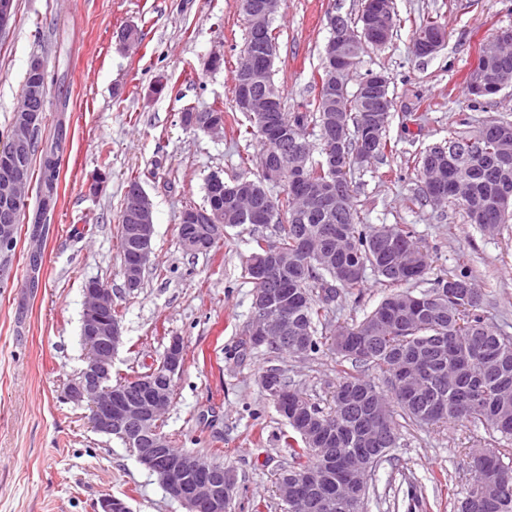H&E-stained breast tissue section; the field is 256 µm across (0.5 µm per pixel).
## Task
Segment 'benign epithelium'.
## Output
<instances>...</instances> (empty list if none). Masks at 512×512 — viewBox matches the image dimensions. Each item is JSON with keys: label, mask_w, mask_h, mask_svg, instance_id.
I'll return each instance as SVG.
<instances>
[{"label": "benign epithelium", "mask_w": 512, "mask_h": 512, "mask_svg": "<svg viewBox=\"0 0 512 512\" xmlns=\"http://www.w3.org/2000/svg\"><path fill=\"white\" fill-rule=\"evenodd\" d=\"M281 0H248L245 4L246 21L250 37L259 42L264 64L274 62L275 47L264 43L271 18L278 12ZM382 9L368 18V36L363 40L359 32L347 25L336 23L332 36L324 50V66L331 75H340L356 62L366 43L381 46L388 36L387 27L379 21ZM447 32L436 28L413 43L418 56L433 55L443 46ZM512 44V29L499 31L483 46L479 61L471 68L470 92L475 97L498 93L512 86V75L500 66L501 47ZM259 74L252 67L251 56H246L241 75L236 82V105L252 118L264 120L276 108V99L256 89ZM48 91L39 81L24 88L16 105V121L6 151L0 154V248L7 250L13 244L15 215L11 205L24 198L31 184V172L23 161L32 152L43 121L44 104ZM182 123L190 128L210 134L224 132V125L207 111L181 115ZM288 151L265 153L259 158L262 180L279 183L287 172L300 174L309 164L302 139L294 133L287 136ZM261 186L246 182L233 189L235 214L251 224L269 222L274 201L262 208L254 205L260 196ZM296 192L301 208L308 212L315 209L327 196L326 190L309 182H299ZM181 225L180 242L190 253L204 250L208 243L224 238L221 213L213 208H196L185 216ZM131 236L137 241H149L154 235L152 201L143 188L133 191L130 208L125 215ZM151 252L143 251L137 263L122 267L124 286L132 291L137 286ZM288 263V253L281 251L275 242L266 253L254 262L255 280H268L275 267ZM85 303L81 340L84 345V365L66 386L69 401L76 405L87 404L92 410L91 425L95 432L112 436L128 434L158 422L170 405L165 386L173 380L182 367L180 357L183 342L173 337L160 362L141 374L133 390L138 394L135 401L127 393L117 394L112 388V360L122 343L120 324L108 318L116 308L112 287L109 283H96L84 289ZM288 293L273 295L261 292L254 295L252 316L247 325L248 338L257 345L264 344L273 336L288 333L290 317ZM167 444L154 441L152 448H140L138 462L157 477L159 484L177 499L187 512H198L200 505L209 502L218 505L224 496L232 493V484L224 470L179 456L166 450ZM100 512H131L128 504L117 497L107 495L100 502Z\"/></svg>", "instance_id": "1"}]
</instances>
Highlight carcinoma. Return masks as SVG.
Masks as SVG:
<instances>
[{
	"label": "carcinoma",
	"instance_id": "carcinoma-1",
	"mask_svg": "<svg viewBox=\"0 0 512 512\" xmlns=\"http://www.w3.org/2000/svg\"><path fill=\"white\" fill-rule=\"evenodd\" d=\"M260 88L278 101L272 120L301 133L308 140L316 128L322 143V159L312 161L303 177L313 183H336V200L316 212L292 217V188L273 197L276 212L272 223L279 230L278 242L288 253V265L279 271L280 285L298 297L292 317L296 329L288 338L265 344L276 355L307 356L326 348L338 358L337 384L332 407L326 411L293 387L283 370L270 367L264 377L275 380L288 395L286 420L291 432L284 442L291 449L292 465L284 474H310L307 500L288 507V512H335L320 507L324 496L341 497L344 512H364L367 482H344L339 463L356 455L362 443L366 418L376 406L386 418L382 428L361 455L360 468L372 470L390 449L397 446L401 417L413 425L460 423L483 426L489 436L499 435L495 448H471L468 466L473 481L467 495L453 503V512H512V336L502 335L484 315V293L464 270L435 277L432 287L415 295L402 286L425 279L429 257L411 226L391 229L356 221L355 188L351 170L359 155L375 159L385 154L386 127L369 126L357 96L329 97L319 90L314 107L287 112L281 91L268 70ZM341 117L339 127L348 161L333 170L329 154L336 150L330 140L327 118ZM505 132L512 144V123L499 122L474 131H455L443 148H428L420 156L418 171L425 177L429 163L444 161L448 201L461 207L466 218L471 208L485 210L490 223L482 231L499 234L512 220V176L503 180L495 165L501 143L495 136ZM56 182L40 179L35 223L46 214L44 196L55 191ZM123 261L153 242L136 244L120 232ZM381 278L389 292L359 321L332 328L327 290L334 285L357 295L366 269ZM374 368L383 377L381 388L368 379L364 368ZM496 488L495 507H480L486 486Z\"/></svg>",
	"mask_w": 512,
	"mask_h": 512
}]
</instances>
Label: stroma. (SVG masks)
I'll return each instance as SVG.
<instances>
[{"label":"stroma","mask_w":512,"mask_h":512,"mask_svg":"<svg viewBox=\"0 0 512 512\" xmlns=\"http://www.w3.org/2000/svg\"><path fill=\"white\" fill-rule=\"evenodd\" d=\"M13 24L0 33V147L8 141L14 108L33 56L49 73L43 143L67 136L60 150L57 201L50 231L32 235L34 208L7 265H0V512H94L107 494L132 512H186L121 440L96 433L87 407L65 402L68 381L83 366L80 326L87 280L110 282L123 343L112 377L123 380L159 362L172 337L184 343L185 363L173 378L170 406L159 429L173 445L218 450L239 478L232 512H284L277 479L291 462L282 440L288 426L265 395L260 379L282 368L292 384L320 407L336 385V357L272 358L242 351L254 288L245 271L255 237L276 239L271 224L226 228L216 252L182 249L178 224L189 207L206 204L211 174L225 181L258 173L256 137L225 131L215 138L185 128L186 109H235V74L247 24L237 0H15ZM363 0H284L270 29L277 56L274 82L286 111L314 100L331 35L328 21L356 20ZM398 17L391 40L367 48L358 76L381 72L393 99L383 158L353 171L354 204L362 224L412 225L435 275L456 270L459 256L489 303L488 323L512 336V228L491 236L466 223L459 207L421 202L416 154L445 145L468 118L512 122V91L471 98L463 80L481 44L512 27V0H393ZM435 19L447 40L431 56L412 51L416 26ZM141 32L127 50L118 31ZM221 69L206 70L212 53ZM171 79V94L155 95L157 76ZM108 162L104 189L89 193L90 173ZM138 178L154 207L153 252L141 288L129 293L121 274L119 222L130 178ZM384 295L366 271L360 296L339 292L334 326L361 319ZM489 436L481 427L406 426L396 448L368 480L365 512H449L448 499L464 497L472 475L466 453Z\"/></svg>","instance_id":"1"}]
</instances>
